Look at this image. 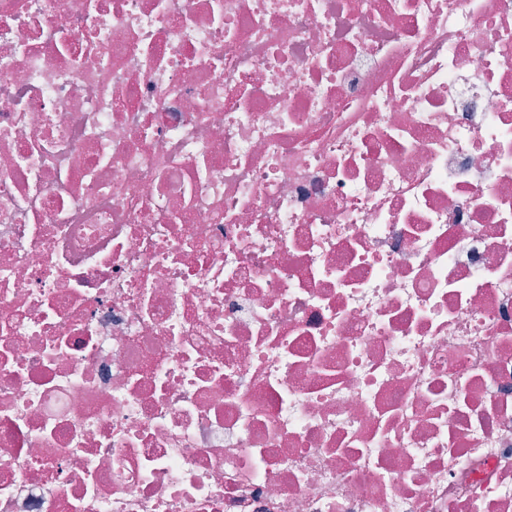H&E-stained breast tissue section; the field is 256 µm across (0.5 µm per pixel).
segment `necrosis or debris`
Returning a JSON list of instances; mask_svg holds the SVG:
<instances>
[{"label": "necrosis or debris", "instance_id": "necrosis-or-debris-1", "mask_svg": "<svg viewBox=\"0 0 512 512\" xmlns=\"http://www.w3.org/2000/svg\"><path fill=\"white\" fill-rule=\"evenodd\" d=\"M0 512H512V0H0Z\"/></svg>", "mask_w": 512, "mask_h": 512}]
</instances>
